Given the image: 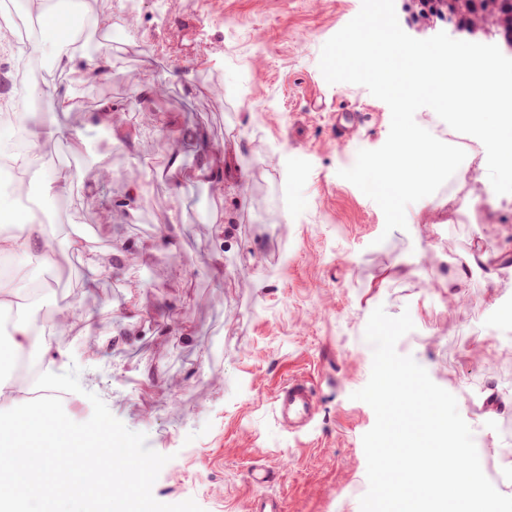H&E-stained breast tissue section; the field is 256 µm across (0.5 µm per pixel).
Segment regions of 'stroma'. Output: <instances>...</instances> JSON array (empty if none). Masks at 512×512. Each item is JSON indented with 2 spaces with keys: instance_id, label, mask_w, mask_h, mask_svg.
<instances>
[{
  "instance_id": "stroma-1",
  "label": "stroma",
  "mask_w": 512,
  "mask_h": 512,
  "mask_svg": "<svg viewBox=\"0 0 512 512\" xmlns=\"http://www.w3.org/2000/svg\"><path fill=\"white\" fill-rule=\"evenodd\" d=\"M361 2L138 0L122 10L92 0L112 28L88 33L85 49L110 53L111 70L93 83L70 76L69 115L40 97L35 130L62 123L83 135L43 149L47 166L78 172L82 203L51 210L55 267L4 262L46 286L50 306L31 312L39 330H56L62 308L82 310L64 339L83 391L62 393L63 408L87 421L93 392L145 433L169 458L153 486L160 502L249 512L263 493L284 512H355L375 414L352 394L370 377L365 328L379 306L409 312L414 328L398 353L456 397L484 474L512 496V194H496L472 160L475 137L427 107L417 124L469 157L406 229L385 232L381 208L339 177L390 131L386 103L364 86L327 83L319 68L323 45ZM142 85L154 87L150 101ZM105 102L114 141L93 118ZM231 149L257 162L245 180H195L204 156ZM173 152L179 172L158 179ZM134 188L142 195L130 208ZM77 233L109 275L69 249ZM479 249L484 272L468 267ZM292 379L318 399L299 433L271 413ZM253 466L271 481L247 483Z\"/></svg>"
}]
</instances>
